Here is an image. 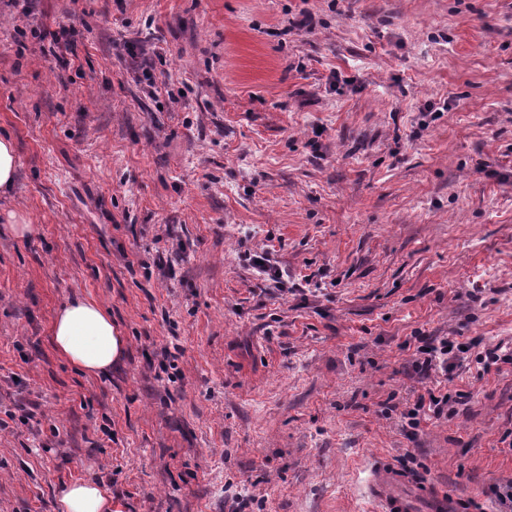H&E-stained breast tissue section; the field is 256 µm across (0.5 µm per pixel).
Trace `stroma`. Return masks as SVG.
<instances>
[{
  "mask_svg": "<svg viewBox=\"0 0 512 512\" xmlns=\"http://www.w3.org/2000/svg\"><path fill=\"white\" fill-rule=\"evenodd\" d=\"M0 134V512L72 481L112 512H375L379 458L497 512L512 0H0ZM74 297L127 338L107 375L51 345ZM421 336L465 347L427 385L467 400L412 435ZM17 178V157L14 141L0 135V197H7L14 189ZM252 268L257 277L262 281L275 284L277 288H283V273L270 259L267 252L257 253L252 256Z\"/></svg>",
  "mask_w": 512,
  "mask_h": 512,
  "instance_id": "stroma-1",
  "label": "stroma"
}]
</instances>
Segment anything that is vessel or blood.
Segmentation results:
<instances>
[{"instance_id":"b4317fda","label":"vessel or blood","mask_w":512,"mask_h":512,"mask_svg":"<svg viewBox=\"0 0 512 512\" xmlns=\"http://www.w3.org/2000/svg\"><path fill=\"white\" fill-rule=\"evenodd\" d=\"M368 495L380 512H467L462 499L444 493L429 484H415L407 471L378 460L370 468Z\"/></svg>"}]
</instances>
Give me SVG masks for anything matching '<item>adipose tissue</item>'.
Returning a JSON list of instances; mask_svg holds the SVG:
<instances>
[{"label":"adipose tissue","mask_w":512,"mask_h":512,"mask_svg":"<svg viewBox=\"0 0 512 512\" xmlns=\"http://www.w3.org/2000/svg\"><path fill=\"white\" fill-rule=\"evenodd\" d=\"M50 342L53 349L79 372L101 375L111 371L126 354L127 338L100 304L75 298L55 315ZM58 512H110L111 503L95 482L65 485L57 498Z\"/></svg>","instance_id":"adipose-tissue-1"}]
</instances>
